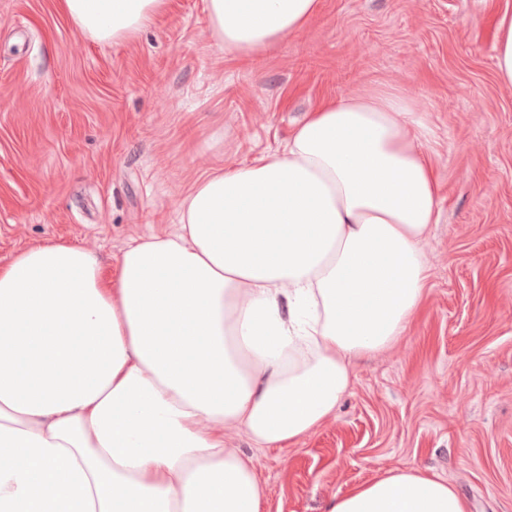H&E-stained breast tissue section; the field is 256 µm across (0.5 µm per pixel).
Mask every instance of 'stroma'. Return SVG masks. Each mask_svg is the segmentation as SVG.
Instances as JSON below:
<instances>
[{
  "label": "stroma",
  "instance_id": "stroma-1",
  "mask_svg": "<svg viewBox=\"0 0 512 512\" xmlns=\"http://www.w3.org/2000/svg\"><path fill=\"white\" fill-rule=\"evenodd\" d=\"M512 0H321L299 32L233 58L204 0H167L134 38L99 44L60 0H0V266L65 242L117 272L128 244L178 227L201 174L281 149L320 102L404 90L430 127L442 217L406 336L359 360L336 413L252 457L268 512H328L417 468L472 512H512V88L494 76Z\"/></svg>",
  "mask_w": 512,
  "mask_h": 512
}]
</instances>
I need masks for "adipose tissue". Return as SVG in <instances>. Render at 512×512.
Returning a JSON list of instances; mask_svg holds the SVG:
<instances>
[{"label": "adipose tissue", "mask_w": 512, "mask_h": 512, "mask_svg": "<svg viewBox=\"0 0 512 512\" xmlns=\"http://www.w3.org/2000/svg\"><path fill=\"white\" fill-rule=\"evenodd\" d=\"M166 0H61L98 43ZM225 53L306 26L319 0H204ZM429 129L375 85L307 112L285 148L199 176L180 227L130 244L116 278L56 242L0 266V512H265L238 428L268 448L332 417L356 360L406 333L442 213ZM329 512H469L397 470Z\"/></svg>", "instance_id": "ef3b65f1"}]
</instances>
